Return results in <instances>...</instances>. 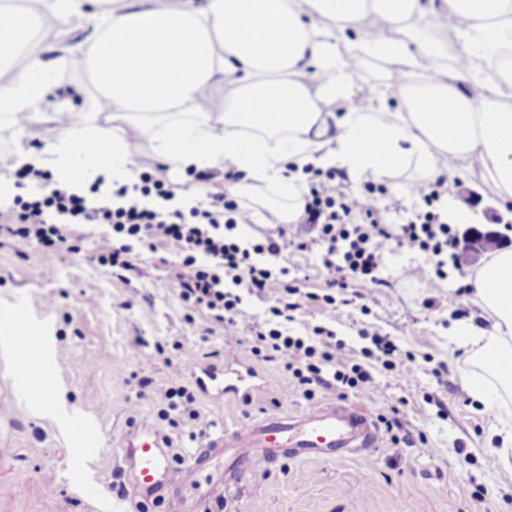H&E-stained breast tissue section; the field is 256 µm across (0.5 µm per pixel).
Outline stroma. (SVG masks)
<instances>
[{"label": "stroma", "mask_w": 512, "mask_h": 512, "mask_svg": "<svg viewBox=\"0 0 512 512\" xmlns=\"http://www.w3.org/2000/svg\"><path fill=\"white\" fill-rule=\"evenodd\" d=\"M448 195L466 205L476 224H492L512 250V208L502 207L479 178L454 180ZM101 227H73L80 252L43 255L31 245L0 239V365L13 360L12 338L24 331L36 352L33 379L5 384L0 411V512H136L134 496L115 468L112 442L133 425H157L172 448L196 446L192 433L233 430L248 419L280 412L301 413L326 402L366 411L374 419L398 408L408 434L392 444L381 433L371 452L336 461L287 457L257 470L252 480L224 493V512H512V469L503 455L502 425L474 402L462 386L464 356L448 328L466 315L488 328L482 310L463 288L474 263L449 270L447 279L428 275L406 280L408 265L424 255L391 248L384 258L382 285L350 283L343 304L327 305L328 273L316 246L292 248L279 266L300 289V309L291 333L323 326L347 345L349 359L368 369L373 384L339 396L316 389L305 396L281 361H261L248 345L229 347L222 330L205 335L206 311H187L156 252L143 251L134 270L115 275L91 261ZM53 277H41L43 267ZM369 327L391 337L410 359L395 370L363 356ZM163 346L153 365L142 352ZM194 349L204 364L224 366L237 356L252 367L260 390L250 399L217 403L199 397L198 422L173 428L159 415L158 391L173 381L191 385L188 373L174 375L165 358L178 347ZM151 379L142 395L141 379ZM430 454H422L421 444Z\"/></svg>", "instance_id": "stroma-1"}]
</instances>
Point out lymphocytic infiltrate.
I'll use <instances>...</instances> for the list:
<instances>
[{
    "label": "lymphocytic infiltrate",
    "instance_id": "obj_1",
    "mask_svg": "<svg viewBox=\"0 0 512 512\" xmlns=\"http://www.w3.org/2000/svg\"><path fill=\"white\" fill-rule=\"evenodd\" d=\"M236 178V173H225L224 186L209 192L207 205L187 214L171 207L172 191L161 177L148 173L141 174L139 191L142 196L162 199V206L147 208L132 202L115 207L96 185L85 194L59 188L45 197L18 200L10 221L0 225V237L36 243L45 255L52 256L71 249L68 225L108 224L112 231L99 236L96 258L116 273L132 269L140 249L164 246L172 257L169 280L180 299L190 307L206 309L211 320L223 327L226 340L239 345L251 339L254 356L281 360L300 386L365 390L372 382L370 372L350 363L344 342L333 331L317 327L306 338L285 334L281 321L298 308L290 300L295 287H285L284 297L271 307L272 317L265 322L254 321L241 311L243 296L266 298L279 279L275 268L262 263V256L276 258L288 248H306L307 243L282 227L250 248L234 238L233 230L251 221L249 211L227 197L225 185ZM340 178L333 170L318 173L303 198L300 217L301 223L317 233L328 287L344 289L352 280L379 283L385 245L391 240L401 249L433 259L437 277H444L445 266L460 267L455 231L432 209L446 193L445 178L410 186V194L419 197L427 210L412 213L397 236L388 231L381 214L401 212V199L391 196L386 204H379L374 187L347 192Z\"/></svg>",
    "mask_w": 512,
    "mask_h": 512
}]
</instances>
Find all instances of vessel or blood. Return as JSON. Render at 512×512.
I'll use <instances>...</instances> for the list:
<instances>
[{
	"instance_id": "vessel-or-blood-1",
	"label": "vessel or blood",
	"mask_w": 512,
	"mask_h": 512,
	"mask_svg": "<svg viewBox=\"0 0 512 512\" xmlns=\"http://www.w3.org/2000/svg\"><path fill=\"white\" fill-rule=\"evenodd\" d=\"M188 371L215 401L239 394L244 387L239 374L205 371L194 363L189 364ZM379 442V430L368 416L329 403L298 416H267L237 430L210 435L187 453L169 449L160 432L144 422L132 427L112 453L145 512H153L154 500L161 492L178 493L188 488L195 490L196 499L184 512H194L221 497L225 488L242 483L260 466L281 456L334 459L356 448L372 450ZM228 449L233 452L232 464L219 475H210L211 461Z\"/></svg>"
}]
</instances>
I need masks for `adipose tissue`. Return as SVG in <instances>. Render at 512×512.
I'll return each mask as SVG.
<instances>
[{
    "label": "adipose tissue",
    "mask_w": 512,
    "mask_h": 512,
    "mask_svg": "<svg viewBox=\"0 0 512 512\" xmlns=\"http://www.w3.org/2000/svg\"><path fill=\"white\" fill-rule=\"evenodd\" d=\"M0 5V161L52 170L73 192L137 182L132 137L171 179L235 168L230 194L298 221L307 168L414 183L479 170L512 203V0H32ZM91 25L48 51L38 27ZM83 69L91 109L57 102L46 148L18 135ZM224 106L207 110L215 89ZM400 102L391 109L390 99ZM344 115L336 126L327 118ZM491 330L453 324L470 397L512 420V251L472 280Z\"/></svg>",
    "instance_id": "obj_1"
}]
</instances>
